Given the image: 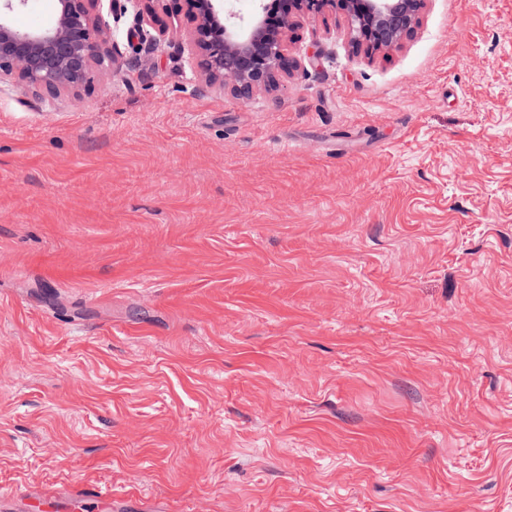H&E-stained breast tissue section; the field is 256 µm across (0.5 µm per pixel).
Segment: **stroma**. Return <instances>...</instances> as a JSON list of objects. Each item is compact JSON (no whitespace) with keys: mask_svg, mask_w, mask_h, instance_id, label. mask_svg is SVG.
Segmentation results:
<instances>
[{"mask_svg":"<svg viewBox=\"0 0 512 512\" xmlns=\"http://www.w3.org/2000/svg\"><path fill=\"white\" fill-rule=\"evenodd\" d=\"M127 8L0 84V512H512V0L325 8L247 98Z\"/></svg>","mask_w":512,"mask_h":512,"instance_id":"35a3bbf8","label":"stroma"}]
</instances>
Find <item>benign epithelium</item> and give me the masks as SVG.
<instances>
[{
	"label": "benign epithelium",
	"instance_id": "benign-epithelium-1",
	"mask_svg": "<svg viewBox=\"0 0 512 512\" xmlns=\"http://www.w3.org/2000/svg\"><path fill=\"white\" fill-rule=\"evenodd\" d=\"M27 0H0V81L14 80L38 97L74 94L95 68L120 55L105 47L122 0H56L55 22L20 29L11 15ZM247 25L224 13V0H186V37L199 58L206 86L247 97L269 90L296 68L288 54L294 18L323 11L344 14L352 48L372 56L414 35L426 0H257Z\"/></svg>",
	"mask_w": 512,
	"mask_h": 512
}]
</instances>
